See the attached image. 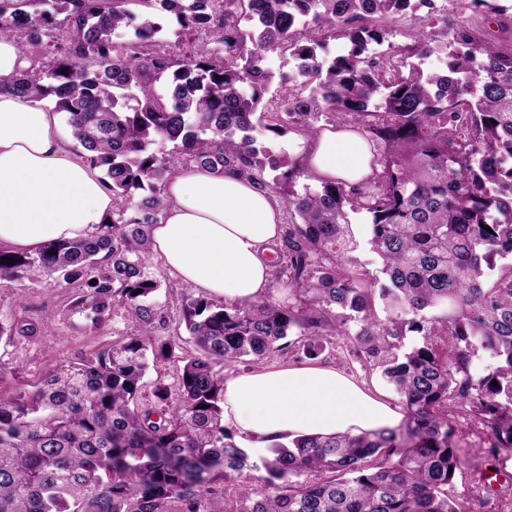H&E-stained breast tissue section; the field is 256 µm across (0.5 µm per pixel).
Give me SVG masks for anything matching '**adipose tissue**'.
<instances>
[{"instance_id": "ef3b65f1", "label": "adipose tissue", "mask_w": 512, "mask_h": 512, "mask_svg": "<svg viewBox=\"0 0 512 512\" xmlns=\"http://www.w3.org/2000/svg\"><path fill=\"white\" fill-rule=\"evenodd\" d=\"M32 63L19 42L0 36V246L27 250L92 234L112 218L111 191L98 168L76 159L42 101L9 85ZM373 150L357 132L320 131L308 169L354 185L372 172ZM167 209L151 248L170 274L228 303L256 300L268 286L270 245L283 212L251 179L196 166L166 185ZM402 416L348 376L319 364H275L224 382V423L256 443L298 436L357 435L395 427Z\"/></svg>"}]
</instances>
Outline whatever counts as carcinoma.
<instances>
[{"instance_id":"1","label":"carcinoma","mask_w":512,"mask_h":512,"mask_svg":"<svg viewBox=\"0 0 512 512\" xmlns=\"http://www.w3.org/2000/svg\"><path fill=\"white\" fill-rule=\"evenodd\" d=\"M132 5L150 12L137 22ZM459 5L450 42L434 0H0V34L24 49L51 37L59 51L9 89L55 99L115 203L112 221L89 238L0 247V282L38 268L80 288L74 308L90 326L119 307L137 326L32 389L0 395V512H209L218 499L225 512H473L448 496L467 462L454 412L480 417L492 454L512 453V49L467 15L508 7ZM423 8L410 44L387 42L390 31L376 24ZM161 17L179 26L178 38L204 34L201 45L173 59ZM330 39L343 43L327 63L320 52ZM384 42L390 52L372 56ZM436 49L446 51L445 68L424 70ZM270 51L296 59L311 85L276 110L262 106ZM323 112L356 127L377 153L372 176L355 185L288 192L280 273L308 315L266 300L187 298L182 321L196 353L183 357L178 397L158 382L155 408H139L149 360L179 348L158 335L166 320L147 264L167 182L191 162L264 187L265 170L285 160L259 144V131L314 137ZM167 143L170 151L156 150ZM358 213L382 262L378 287L353 257ZM293 327L307 359L324 352L327 333L344 336L404 399L406 418L358 436L274 443L257 488L247 451L222 423L216 367L288 353ZM42 330L14 319L0 323V338ZM480 352L496 366L476 378Z\"/></svg>"}]
</instances>
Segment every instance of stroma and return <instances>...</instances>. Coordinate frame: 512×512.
<instances>
[{"mask_svg":"<svg viewBox=\"0 0 512 512\" xmlns=\"http://www.w3.org/2000/svg\"><path fill=\"white\" fill-rule=\"evenodd\" d=\"M148 266L160 283L154 300L167 322L164 336L182 339L184 351H191L193 345L187 340L181 316V306L191 295V287L176 280L156 256H149ZM76 294V288L64 287L55 277L38 270L31 271L23 281L0 285V321L25 316L43 325L38 336L0 340V390L32 383L58 364L78 360L83 354L130 334V326L118 314L99 328H90L84 316L71 309ZM318 362L343 372L366 391L381 393L393 408L403 409V399L379 371L363 366L345 339L331 338ZM454 423L458 444L467 453V464L449 485V495L481 504V512H512V493L492 491L487 486L494 475L512 476V453L488 455L473 416H456Z\"/></svg>","mask_w":512,"mask_h":512,"instance_id":"obj_1","label":"stroma"}]
</instances>
